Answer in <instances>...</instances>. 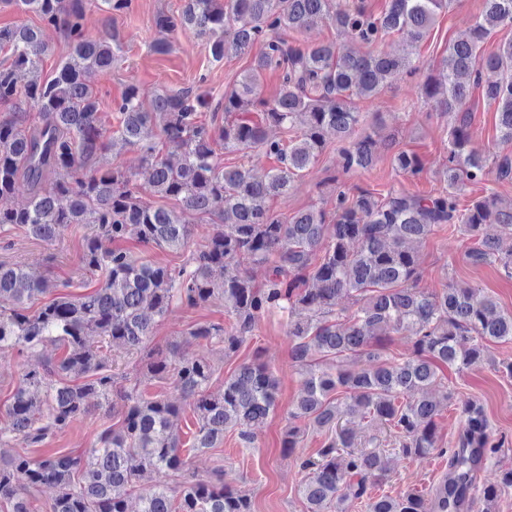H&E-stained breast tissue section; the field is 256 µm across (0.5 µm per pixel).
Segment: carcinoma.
Listing matches in <instances>:
<instances>
[{
    "label": "carcinoma",
    "mask_w": 512,
    "mask_h": 512,
    "mask_svg": "<svg viewBox=\"0 0 512 512\" xmlns=\"http://www.w3.org/2000/svg\"><path fill=\"white\" fill-rule=\"evenodd\" d=\"M14 2L39 24L0 27V50L11 57L0 69V104L13 108L12 116L0 119V231L18 226L53 245L81 226L86 233L78 268L102 281L79 295L56 296L31 314L37 297L71 282L0 262V356L49 346L61 351L23 372L6 413L13 440L28 447L63 432L89 412L92 400L111 408L118 421L79 456L56 451L31 457L0 436V501L8 512H31L30 499L44 487L55 489L48 512H130V491L147 471L180 481L174 496L164 485L151 489L138 512H252L250 497L225 487L221 473L202 479L190 472L189 454L220 447L228 430L254 446L255 430L278 406L279 380L268 364L251 360L213 389L210 358L149 347L156 319L175 301L191 309L224 304L232 324H197L187 343L216 345L225 359L265 315L287 313L291 358L303 389L288 413L282 448L300 447L310 430L326 436L317 456L301 462L306 512H346L347 501L362 498L366 512H468L467 491L485 456L503 447L479 404L462 405L457 447L465 452H450L448 479L425 494L369 495L389 475L390 460L377 449L358 447L344 420L358 415L383 424L396 431L398 454L427 455L437 448L435 418L448 402L446 392L429 395L440 367L480 364L489 358L490 344L512 341V313L480 289L452 285L426 294L414 287L420 267L414 244L444 224L474 241L467 251L471 263H497L512 277V246L501 249L503 239L512 241V201L487 192L462 203L467 188L491 174L512 181L511 152L497 153L490 165L471 148L470 115L479 90L495 106L500 146L512 148V39L485 50L493 33L512 28V0H483L472 27L448 43L436 72L418 85L431 111L452 118L448 155L438 171L442 193L339 190L331 210L309 208L286 221L271 213L268 201L287 194L313 167L328 136L339 144L343 171L374 166L373 138L355 135L357 102L376 97L398 74L418 73L413 50L453 0H388L379 13L365 0H186L178 15L157 18L163 37L153 43L155 53L166 54V35L187 26L207 39L215 61L256 43L261 53L215 106L206 93L190 88L128 86L114 105L119 125L112 133L85 73L111 69L120 61V45L111 35L90 37L85 18L102 5L122 13L129 0ZM323 19L366 52L288 41V33ZM47 28L65 34L69 51L45 78L40 66ZM395 34L406 43L400 55L382 49ZM267 70L280 76L270 100L261 92ZM28 107L38 109L41 125L26 124ZM210 108L207 124L200 114ZM254 109L261 114L257 123L243 117ZM271 127L285 137H270ZM219 141L228 152L260 150L279 166L262 176L244 165L225 166L214 148ZM119 144L139 150L138 169L106 162ZM390 163L411 176L424 171L413 151H394ZM142 178L179 208L145 204ZM22 182L30 196L20 207L13 197ZM193 215L216 218L194 250ZM128 242L188 256L178 266L147 261ZM242 256L266 267L261 282L240 267ZM344 297L353 300V309L338 308ZM394 335L412 337L410 356L387 355L385 341ZM118 354L135 361L139 378L116 371ZM143 379L170 383L192 408L191 439L183 440L178 429L180 404L145 397ZM505 487H512V469L500 484L482 488L485 512Z\"/></svg>",
    "instance_id": "obj_1"
}]
</instances>
